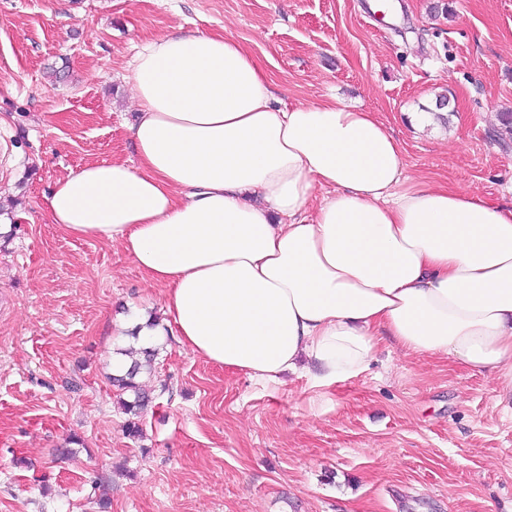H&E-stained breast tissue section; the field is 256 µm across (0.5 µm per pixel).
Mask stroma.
<instances>
[{"mask_svg": "<svg viewBox=\"0 0 512 512\" xmlns=\"http://www.w3.org/2000/svg\"><path fill=\"white\" fill-rule=\"evenodd\" d=\"M236 39L282 105L376 112L410 176L512 202V0H0V512H512V399L493 374L383 340L353 379L260 384L178 342L166 290L44 197L134 160L129 63L175 27ZM447 96V124L420 125ZM163 336L142 434L110 382L132 317ZM77 436L74 453L56 449Z\"/></svg>", "mask_w": 512, "mask_h": 512, "instance_id": "obj_1", "label": "stroma"}]
</instances>
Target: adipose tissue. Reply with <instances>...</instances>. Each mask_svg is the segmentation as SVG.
I'll return each mask as SVG.
<instances>
[{"label": "adipose tissue", "mask_w": 512, "mask_h": 512, "mask_svg": "<svg viewBox=\"0 0 512 512\" xmlns=\"http://www.w3.org/2000/svg\"><path fill=\"white\" fill-rule=\"evenodd\" d=\"M137 161H93L50 223L120 245L168 290L179 342L267 384L365 371L383 339L512 392V203L407 176L377 113L281 107L234 38L167 33L130 63Z\"/></svg>", "instance_id": "ef3b65f1"}]
</instances>
